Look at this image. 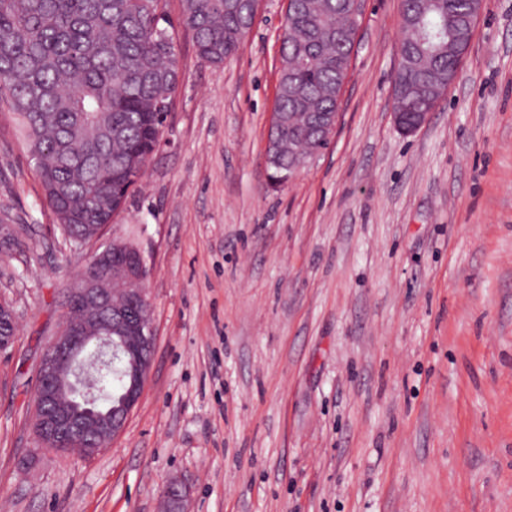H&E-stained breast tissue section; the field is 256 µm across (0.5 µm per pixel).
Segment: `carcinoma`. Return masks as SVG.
I'll list each match as a JSON object with an SVG mask.
<instances>
[{"label":"carcinoma","instance_id":"cac0c4a2","mask_svg":"<svg viewBox=\"0 0 512 512\" xmlns=\"http://www.w3.org/2000/svg\"><path fill=\"white\" fill-rule=\"evenodd\" d=\"M180 24L200 58L219 65L255 23L251 0H180ZM351 0H288L275 111V174L320 147L316 130L339 109L354 43L337 36ZM468 0H401L413 20L393 77L394 111L407 122L432 112L459 71V39L474 36ZM174 24L162 0H0V103L16 115L45 199L57 221L106 224L139 183L182 70ZM123 353L100 375L98 402L115 404Z\"/></svg>","mask_w":512,"mask_h":512}]
</instances>
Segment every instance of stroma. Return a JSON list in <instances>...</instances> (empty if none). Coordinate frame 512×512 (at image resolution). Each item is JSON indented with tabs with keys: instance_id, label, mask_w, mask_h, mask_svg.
Segmentation results:
<instances>
[{
	"instance_id": "stroma-1",
	"label": "stroma",
	"mask_w": 512,
	"mask_h": 512,
	"mask_svg": "<svg viewBox=\"0 0 512 512\" xmlns=\"http://www.w3.org/2000/svg\"><path fill=\"white\" fill-rule=\"evenodd\" d=\"M287 0L183 78L108 237L140 246L154 360L92 459L38 450L37 368L73 253L0 104V512H512V0H484L427 123L392 118L399 0H367L330 147L268 181ZM17 323L13 308L0 303V351L9 349L16 340Z\"/></svg>"
}]
</instances>
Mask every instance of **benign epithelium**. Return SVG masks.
Segmentation results:
<instances>
[{
    "instance_id": "obj_1",
    "label": "benign epithelium",
    "mask_w": 512,
    "mask_h": 512,
    "mask_svg": "<svg viewBox=\"0 0 512 512\" xmlns=\"http://www.w3.org/2000/svg\"><path fill=\"white\" fill-rule=\"evenodd\" d=\"M106 224H84L78 240L94 243L106 233ZM149 268L137 244L114 239L97 252L71 291L69 313L72 319L43 354L38 372L40 388L35 393L33 431L43 445L69 448L79 444L88 455L98 449L91 438L112 440L124 428L131 410L139 403L154 355V338L149 319L138 313L148 306L145 283ZM111 281L119 287L107 293L102 283ZM17 323L11 306L0 303V351L16 340ZM128 358V382L118 398V405L107 410L94 400L72 414L60 396L79 380L83 352L89 347L111 348L112 334ZM188 489L178 481L164 490L167 512H184Z\"/></svg>"
}]
</instances>
